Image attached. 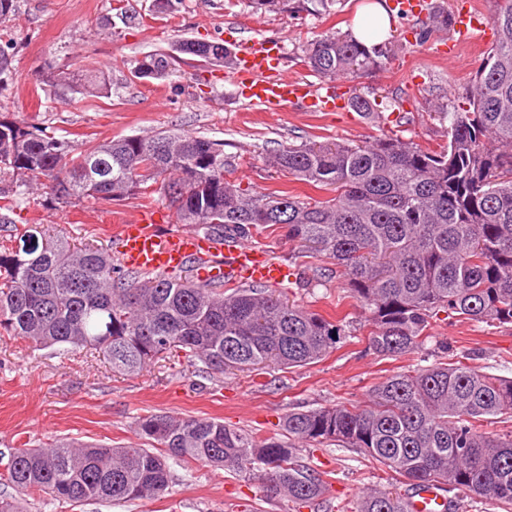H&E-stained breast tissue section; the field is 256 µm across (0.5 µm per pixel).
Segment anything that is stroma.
Segmentation results:
<instances>
[{
    "instance_id": "35a3bbf8",
    "label": "stroma",
    "mask_w": 512,
    "mask_h": 512,
    "mask_svg": "<svg viewBox=\"0 0 512 512\" xmlns=\"http://www.w3.org/2000/svg\"><path fill=\"white\" fill-rule=\"evenodd\" d=\"M303 9L267 16L253 14L247 0L226 6L225 0H174L164 11L159 0H129L135 22L111 13L108 0H19L15 14L0 24L10 42L13 79L0 90V114L24 125L55 132L73 144L161 130L189 132L223 142L231 156L233 180L264 192L284 188L315 200L331 191L275 173L264 156L280 145L306 140L368 143L398 131L420 147L434 150L448 141V123L434 112L437 105L459 102L473 84L492 47L491 40H461L455 27L436 33L421 46L410 45L412 22L393 18L388 36L394 54L380 70L354 79L359 93L380 103V114L366 118L354 110L303 112L291 107L269 115L255 111L234 95V88L216 65L199 66L186 57L172 77L134 81L135 59L173 52L178 41L193 38L236 48L249 37L281 46L282 75L318 83L305 65L302 47L332 32L354 29L356 16L368 0H300ZM455 44L458 56L448 59L440 43ZM83 61L105 69L111 90L85 97L46 86L47 77ZM172 209L162 195L130 198L112 204L54 206L49 194L30 192L20 219L0 223V244L10 243L25 224L64 231L76 244L109 246L116 226L114 212ZM257 243L275 260L295 268L297 279L282 288L283 296L332 321L360 324L357 335L337 344L316 364L287 371L277 369L246 377L207 372L202 365L172 357L151 365L135 377L113 373L102 358L82 352L37 350L28 342L0 338V461L24 444L49 445L62 439L115 446L141 444L137 417L160 413L174 418H217L251 429L261 436L280 432L279 421L295 408L365 401L378 377L399 368L434 362L436 355H474L492 374L512 377V327H495L459 317L433 321L423 349L397 360L366 350V314L353 299L337 301L344 286L334 276L311 285L310 260L295 257L283 231L258 237ZM300 456L318 471L332 472L326 497L311 507L263 501L257 482L205 464L172 463V484L159 499L110 504H70L48 497L31 499L30 512H341L355 501L360 488L385 484L386 475L349 448L307 445Z\"/></svg>"
}]
</instances>
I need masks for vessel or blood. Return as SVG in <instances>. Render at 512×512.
<instances>
[{
	"label": "vessel or blood",
	"mask_w": 512,
	"mask_h": 512,
	"mask_svg": "<svg viewBox=\"0 0 512 512\" xmlns=\"http://www.w3.org/2000/svg\"><path fill=\"white\" fill-rule=\"evenodd\" d=\"M471 0L455 17L463 37L484 39L485 28L474 22ZM277 43L251 40L242 45L239 64L229 75L240 96L260 112H283L297 105L306 112H340L345 108L344 84L340 81L315 86L300 79L278 76ZM118 225L115 251L122 265L143 274H174L194 268L198 277L228 285L251 282L279 288L295 279L287 263L273 260L258 244L229 235L207 237L195 231L157 223L154 213L133 217L114 215ZM445 495L433 487L414 491L411 512H448Z\"/></svg>",
	"instance_id": "obj_1"
}]
</instances>
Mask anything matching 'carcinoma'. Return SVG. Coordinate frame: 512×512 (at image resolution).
I'll return each mask as SVG.
<instances>
[{"instance_id":"cac0c4a2","label":"carcinoma","mask_w":512,"mask_h":512,"mask_svg":"<svg viewBox=\"0 0 512 512\" xmlns=\"http://www.w3.org/2000/svg\"><path fill=\"white\" fill-rule=\"evenodd\" d=\"M286 0H249L260 15ZM451 15L435 7L413 28L427 42ZM495 40L463 104L448 119V143L428 150L385 135L369 144L290 143L264 157L297 181L329 188L313 202L275 189L257 192L226 179L224 144L189 133L159 132L82 147L35 127L0 120V200L14 211L42 187L64 207L82 201L155 193L168 198L179 223L224 237L285 230L299 253L334 261L346 288L368 313L366 350L397 360L428 342L440 312L512 326V0L491 18ZM176 51L232 68L224 44L185 40ZM319 77L348 82L382 68L386 45L354 33H331L302 49ZM176 56L136 60L131 76L162 80ZM51 85L73 94H105L98 70L78 65ZM351 107L378 112L355 94ZM21 245L0 246V335L36 349L98 351L112 371L132 377L173 352L213 374L305 367L335 348L343 325L255 285L226 288L191 278L129 272L107 248H78L64 233L28 229ZM512 418V377L488 373L463 354L453 363L407 367L382 377L364 404L340 402L292 410L282 433L263 437L215 418L137 419L141 438L159 450L58 441L17 448L0 479L17 493L64 503H128L169 492V461L204 463L258 482L266 501L313 504L329 489L327 474L300 461L298 445L353 448L411 489L435 485L471 499L512 505V430L486 424ZM355 512H409L407 498L373 486Z\"/></svg>"}]
</instances>
